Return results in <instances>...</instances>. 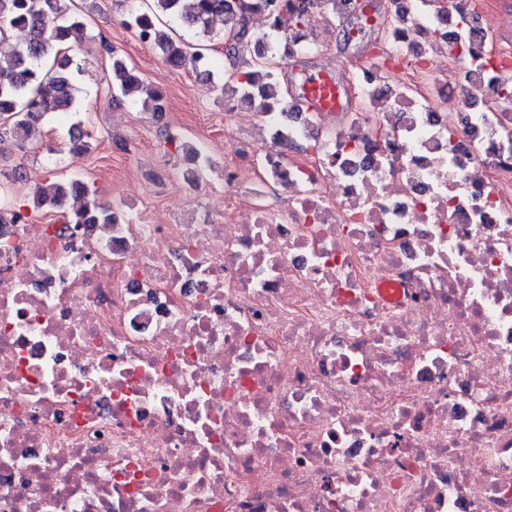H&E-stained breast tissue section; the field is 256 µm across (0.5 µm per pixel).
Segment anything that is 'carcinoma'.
Returning a JSON list of instances; mask_svg holds the SVG:
<instances>
[{
	"label": "carcinoma",
	"instance_id": "carcinoma-1",
	"mask_svg": "<svg viewBox=\"0 0 512 512\" xmlns=\"http://www.w3.org/2000/svg\"><path fill=\"white\" fill-rule=\"evenodd\" d=\"M143 9L133 11L125 21L136 34L150 39L161 58L170 67L179 69L191 65L203 77L214 76L207 54V46L197 44L194 51L174 40L162 27V19L179 20L208 37L213 33L211 20L224 17L226 31L238 30L250 22L251 15L270 6L262 0H144ZM346 0H287L293 28L301 29L308 9L317 8L332 17L341 14ZM84 22L72 8L70 0H0V118L8 121L16 145L23 149L34 137L39 123L47 115L61 116L78 106L77 76L82 66L73 54L75 35L83 31ZM26 30L28 39L18 46L11 41V32ZM100 48L109 58L108 90L123 98L139 101L153 113L163 110L165 95L156 87L147 85L138 73L130 69L112 46L100 40ZM253 49L259 64L241 72L235 81L227 80L224 90L252 102L259 95L285 115L297 108L280 89L277 70L260 64L267 58H277L271 41L258 37L254 31L237 40L229 48L232 55L244 49ZM81 193L84 204L74 212V224H110L112 206L99 202L90 195L86 183L79 178L52 182L37 192L33 204L58 208L67 193Z\"/></svg>",
	"mask_w": 512,
	"mask_h": 512
}]
</instances>
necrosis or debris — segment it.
<instances>
[{"mask_svg":"<svg viewBox=\"0 0 512 512\" xmlns=\"http://www.w3.org/2000/svg\"><path fill=\"white\" fill-rule=\"evenodd\" d=\"M385 2L435 78L339 69L361 101L260 134L225 102L177 172L223 221L0 225V512H512V34ZM288 20L253 16L319 55Z\"/></svg>","mask_w":512,"mask_h":512,"instance_id":"4bbe7bcc","label":"necrosis or debris"}]
</instances>
